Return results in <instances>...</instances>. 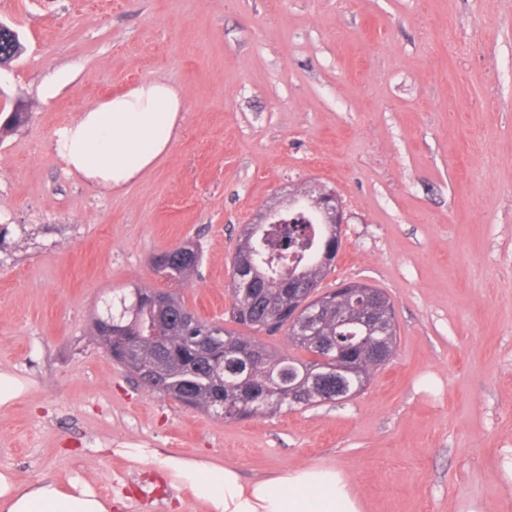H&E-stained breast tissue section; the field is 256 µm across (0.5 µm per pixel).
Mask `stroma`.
Wrapping results in <instances>:
<instances>
[{"instance_id": "1", "label": "stroma", "mask_w": 512, "mask_h": 512, "mask_svg": "<svg viewBox=\"0 0 512 512\" xmlns=\"http://www.w3.org/2000/svg\"><path fill=\"white\" fill-rule=\"evenodd\" d=\"M0 469L89 484L112 512H210L152 451L244 481L318 467L363 512H512V0H0ZM145 80L177 89L169 153L120 190L72 175L56 132ZM347 224L321 282L364 281L399 342L360 394L227 420L149 391L95 339L105 299L171 289L228 323L244 225L295 188ZM322 206L329 209L334 216V223L336 224V261L339 258L342 241L344 236V224H346V218L344 217V210L341 202L333 190H324L321 195ZM190 252V256L181 253L179 257H174L170 267L163 269L164 275L173 281L183 282L192 272L197 270L198 263L200 262V255L198 250L191 245L182 247Z\"/></svg>"}]
</instances>
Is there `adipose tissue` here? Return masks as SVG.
Here are the masks:
<instances>
[{
	"instance_id": "adipose-tissue-1",
	"label": "adipose tissue",
	"mask_w": 512,
	"mask_h": 512,
	"mask_svg": "<svg viewBox=\"0 0 512 512\" xmlns=\"http://www.w3.org/2000/svg\"><path fill=\"white\" fill-rule=\"evenodd\" d=\"M184 109L167 83L145 80L81 112L57 135L55 150L86 183L121 188L166 155ZM212 512H362L340 473L311 468L284 477L243 483L231 468L157 457ZM0 512H112V500L88 485L42 479L17 484L0 471Z\"/></svg>"
}]
</instances>
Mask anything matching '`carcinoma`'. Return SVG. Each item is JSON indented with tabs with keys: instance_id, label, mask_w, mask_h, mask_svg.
Returning <instances> with one entry per match:
<instances>
[{
	"instance_id": "cac0c4a2",
	"label": "carcinoma",
	"mask_w": 512,
	"mask_h": 512,
	"mask_svg": "<svg viewBox=\"0 0 512 512\" xmlns=\"http://www.w3.org/2000/svg\"><path fill=\"white\" fill-rule=\"evenodd\" d=\"M22 50L19 35L0 28V62L8 63ZM323 226L317 251L307 255L309 239L302 213L281 224H261L250 240L238 245L232 260L230 321L238 329L200 319L180 296L167 292L170 308L160 312L151 302L157 291L137 287L112 299V332L120 341L136 336L129 353L112 348V359L140 379L146 388L189 409L212 412L231 420L273 416L282 410L307 409L336 399V391H363L376 362L371 348L393 357L397 323L390 298L383 291L386 319L372 327L362 324L369 300L362 291H318L303 297L289 284L306 280L318 286L334 265L331 223L317 207ZM173 258L164 275L183 282L197 270L198 250ZM284 331L298 350L317 355L318 362L280 354L252 336ZM211 341L216 364L197 362L196 342Z\"/></svg>"
}]
</instances>
